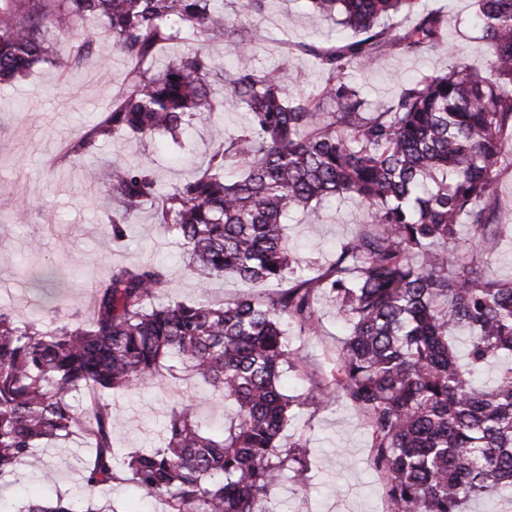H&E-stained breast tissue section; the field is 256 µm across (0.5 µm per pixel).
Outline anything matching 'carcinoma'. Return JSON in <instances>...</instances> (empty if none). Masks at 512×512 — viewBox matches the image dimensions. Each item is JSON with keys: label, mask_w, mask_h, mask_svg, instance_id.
Segmentation results:
<instances>
[{"label": "carcinoma", "mask_w": 512, "mask_h": 512, "mask_svg": "<svg viewBox=\"0 0 512 512\" xmlns=\"http://www.w3.org/2000/svg\"><path fill=\"white\" fill-rule=\"evenodd\" d=\"M354 35L330 47L297 43L326 74L316 92L288 94L276 72L252 65V30L237 29L224 82L249 115L228 139L217 132L207 167L162 188L153 163L112 165L109 234L145 203L179 235L203 282L232 276L253 292L222 306L153 302L163 265L115 266L94 291L90 318L48 326L0 311V479L41 471L36 449L82 436L92 449L87 488L128 480L164 498V512H272L269 489L283 471L308 485L297 453L280 438L295 399L281 389L294 363L287 329L316 330L315 292L332 295L346 332L333 396L363 418L389 512H466L485 502L512 512V280L488 279L481 263L505 225L486 207L512 134V0H476L485 70L422 74L390 106L369 102L352 77L395 51L445 48L448 12L418 0H305ZM405 11L412 25L379 23ZM93 20L131 61L123 95L71 148L93 154L119 135L179 136L213 121L198 57L155 72L160 50L202 34L224 43V0H0V82L39 65H102L95 32L63 53L50 25L71 34ZM355 199L371 223L336 252L329 272L307 277L288 249L283 220L294 208ZM270 283L275 294L262 292ZM496 364L495 378L482 380ZM187 375L232 407L212 428L186 399L169 413L162 444L119 455L112 438L115 394ZM12 512H117L108 498L77 507L57 496Z\"/></svg>", "instance_id": "carcinoma-1"}]
</instances>
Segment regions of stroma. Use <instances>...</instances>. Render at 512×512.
<instances>
[{"mask_svg":"<svg viewBox=\"0 0 512 512\" xmlns=\"http://www.w3.org/2000/svg\"><path fill=\"white\" fill-rule=\"evenodd\" d=\"M443 5L451 15L447 49L387 55L358 71L355 80L369 101L390 103L403 84L422 72L444 73L460 64L481 68L482 60L473 51L479 35L472 21L474 0L419 2L424 10ZM336 30L331 19L312 12L304 0H265L257 19L253 63L260 70H279L291 90L321 88L326 75L315 60L287 54L279 38L286 32L297 40L324 44ZM235 40V34H227L218 49L202 40L190 47L172 45L159 53L154 68L162 70L194 51L208 64L230 69ZM95 52L107 58L106 68L90 63L64 69L38 66L27 77L0 85V310L21 318L36 316L46 324L79 319L91 303L95 286L112 266L134 267L148 261L166 269V298L213 306L234 299L240 291L234 278L204 287L197 283L177 236L158 223L153 204L144 205L135 215L125 239L112 241L106 228L112 198L105 192L104 180H90L86 170L93 167L103 173L118 163L133 165L150 158L160 185L188 180L207 166L215 129L229 136L243 125L241 105L226 94L220 78H212L210 90L218 115L214 122L197 121L186 129L190 145L186 165L161 137H118L101 143L93 155L68 156L70 144L100 121L125 86L130 69L128 61L113 50L107 33H99ZM488 207L508 230L499 237L493 260L483 271L491 279H508L512 277V159L502 165ZM366 217V207L350 199L325 202L314 215L289 213L288 239L303 271L323 275L337 245L351 237ZM36 240L41 249L35 254L30 244ZM315 310L317 330L291 336L296 358L282 376L284 393L296 399L282 444L302 446L310 485L295 494L290 482H280L270 492V504L276 512H387L379 493L380 477L370 464L362 420L343 401L323 408L305 399L311 383L335 372L343 340L335 301L317 294ZM188 398L199 401L204 417L223 423V409L188 382L140 386L112 403L117 416L112 430L116 446L127 450L154 446L171 408ZM86 455L87 445L80 439L41 447L39 456L53 473V484L28 473L2 478L0 503L10 507L58 493L82 500ZM94 495L110 498L117 512L163 509L160 496L127 482L95 490Z\"/></svg>","mask_w":512,"mask_h":512,"instance_id":"obj_1","label":"stroma"}]
</instances>
